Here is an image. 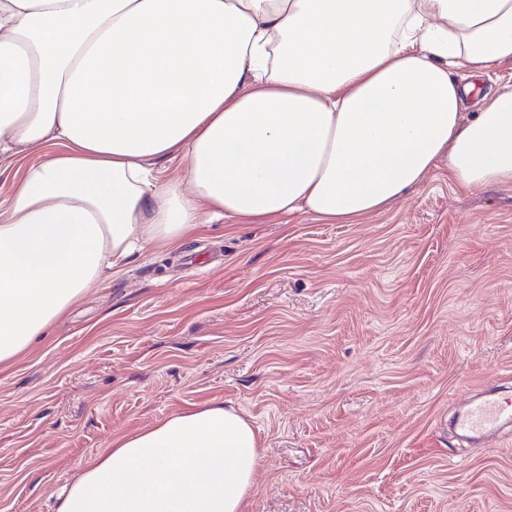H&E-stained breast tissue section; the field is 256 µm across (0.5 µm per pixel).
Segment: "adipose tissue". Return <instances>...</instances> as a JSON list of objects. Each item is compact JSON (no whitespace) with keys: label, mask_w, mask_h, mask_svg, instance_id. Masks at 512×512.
I'll return each mask as SVG.
<instances>
[{"label":"adipose tissue","mask_w":512,"mask_h":512,"mask_svg":"<svg viewBox=\"0 0 512 512\" xmlns=\"http://www.w3.org/2000/svg\"><path fill=\"white\" fill-rule=\"evenodd\" d=\"M512 0H0V366L203 210L359 224L440 162L512 185ZM180 160L160 181L153 164ZM261 455L221 403L88 459L57 512H245ZM39 152L21 153L11 159V161H1L0 166V200L6 199L15 182L22 175L28 162L38 158ZM26 154L25 156H23Z\"/></svg>","instance_id":"ef3b65f1"}]
</instances>
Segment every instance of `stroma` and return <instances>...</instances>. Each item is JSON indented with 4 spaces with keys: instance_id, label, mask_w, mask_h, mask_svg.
Segmentation results:
<instances>
[{
    "instance_id": "obj_1",
    "label": "stroma",
    "mask_w": 512,
    "mask_h": 512,
    "mask_svg": "<svg viewBox=\"0 0 512 512\" xmlns=\"http://www.w3.org/2000/svg\"><path fill=\"white\" fill-rule=\"evenodd\" d=\"M512 186L447 164L361 224L211 218L146 247L0 367V512H56L113 439L213 402L255 429L247 512H512ZM512 401L508 397L485 396L471 401L456 420L455 427L468 437H475L511 425Z\"/></svg>"
}]
</instances>
